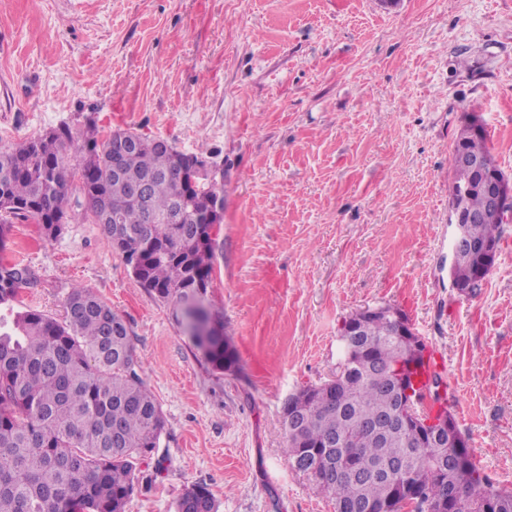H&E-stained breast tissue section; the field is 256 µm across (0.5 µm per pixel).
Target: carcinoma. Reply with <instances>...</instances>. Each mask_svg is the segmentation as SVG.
Masks as SVG:
<instances>
[{"instance_id":"cac0c4a2","label":"carcinoma","mask_w":512,"mask_h":512,"mask_svg":"<svg viewBox=\"0 0 512 512\" xmlns=\"http://www.w3.org/2000/svg\"><path fill=\"white\" fill-rule=\"evenodd\" d=\"M478 147L489 174L502 173L487 146L461 128L453 151ZM178 151L158 149L150 139L131 151L123 176L112 173V135L90 125L78 135L61 124L44 135L0 149V240L9 219L32 218L47 239L61 232L59 221L70 202L74 179L105 240L120 252L133 274L155 298L178 307L195 290H207L212 274V236L205 224H143L131 186L142 182L153 210L163 214L181 203L193 213L208 208L224 187L193 184L175 163ZM450 194L470 188L465 204L474 211L484 202L476 174L453 165ZM119 213L122 224L112 223ZM503 221L468 226L477 244H499ZM481 255L467 247L451 269L463 291L476 292L483 281ZM35 282L20 263L0 265V512H125L140 489L137 466L159 447L165 419L161 406L140 375V363L124 317L96 293L74 287L59 322L15 305L20 291ZM210 326L197 337L216 369L237 366L222 315L205 306ZM422 337L392 335V326L370 320L361 335L350 337L332 383L306 386L294 393L302 424L288 425L283 407L280 429L290 467L311 469V485L343 512L367 501L402 512L413 502L418 512L432 499L454 493L470 499L474 512H512V490L495 485L476 465L468 448H433L411 429L378 434L363 427L389 415L394 398L386 368L369 375L349 360L410 355ZM346 440L339 448L325 440ZM360 450L352 459L350 449ZM344 457L356 476L338 478L336 459ZM399 460L392 477L373 475L372 465ZM175 512H217L202 484L183 489Z\"/></svg>"}]
</instances>
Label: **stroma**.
<instances>
[{"instance_id": "stroma-1", "label": "stroma", "mask_w": 512, "mask_h": 512, "mask_svg": "<svg viewBox=\"0 0 512 512\" xmlns=\"http://www.w3.org/2000/svg\"><path fill=\"white\" fill-rule=\"evenodd\" d=\"M469 113L512 176V0H0V148L93 122L224 167L208 301L232 372L142 288L86 202L56 238L15 219L0 241V261L36 277L21 307L63 319L82 286L127 322L165 428L143 468L157 478L126 512H174L191 483L218 512H334L288 464L283 406L335 375L352 313L387 305L442 357L477 466L512 489V223L475 294L448 266Z\"/></svg>"}]
</instances>
